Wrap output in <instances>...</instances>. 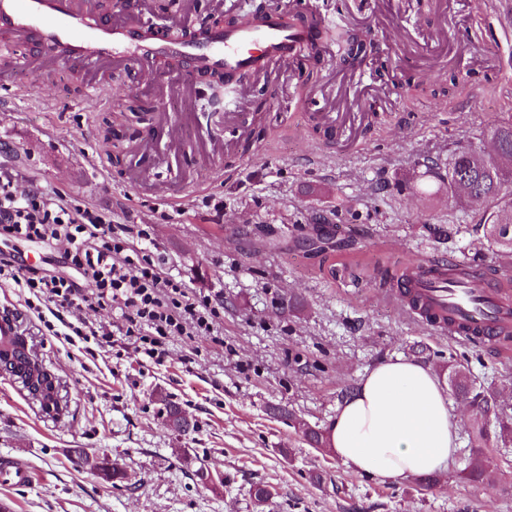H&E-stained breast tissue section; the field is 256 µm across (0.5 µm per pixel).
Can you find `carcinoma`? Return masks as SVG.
I'll return each instance as SVG.
<instances>
[{
  "label": "carcinoma",
  "instance_id": "carcinoma-1",
  "mask_svg": "<svg viewBox=\"0 0 512 512\" xmlns=\"http://www.w3.org/2000/svg\"><path fill=\"white\" fill-rule=\"evenodd\" d=\"M372 48L368 35L356 37L349 43L350 60L365 63ZM489 137L493 143L492 153L473 149L468 153L456 152L448 164V202L463 206L474 200L486 204L484 221L481 224L483 238L488 249L512 255V122L492 127ZM448 387L459 396L481 398V413L474 419L470 445L473 448L466 479L482 483L491 478L492 461L483 451L489 435L487 427H495L497 442L507 448L512 445V414L504 412L497 403L493 386H482L472 379L469 369L463 364L448 359ZM166 425L176 433L187 432L191 424L180 406L175 402L165 403ZM303 435L314 448H326L329 433L320 428L306 427Z\"/></svg>",
  "mask_w": 512,
  "mask_h": 512
}]
</instances>
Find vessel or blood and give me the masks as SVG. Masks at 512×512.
Masks as SVG:
<instances>
[{"label": "vessel or blood", "mask_w": 512, "mask_h": 512, "mask_svg": "<svg viewBox=\"0 0 512 512\" xmlns=\"http://www.w3.org/2000/svg\"><path fill=\"white\" fill-rule=\"evenodd\" d=\"M143 5L136 0L123 17L106 19L91 0H0V37L24 41L34 48L32 68L58 61L98 63L109 69L136 62L137 75L152 81L162 68L182 75L181 111L167 119L163 129H149L147 141L173 144L185 140L192 115L198 72L221 70L226 75L250 74L267 80L277 69L288 68L322 32L321 26L302 27L282 7L268 4L261 15L248 14L237 25L212 32L204 40L162 37L140 19ZM362 83L359 69L347 72L334 88L315 93L309 115L311 125L326 130L329 143L349 148L360 141L369 119L353 111ZM249 137V115L224 108V140L214 144L212 157L240 149ZM407 284L391 274L381 275L391 297L405 302L407 294L420 298L417 320L453 340L499 345L512 329V297L502 282L490 280L479 262L458 256H418L407 265ZM0 480L15 487L32 483L30 468L22 461L0 460Z\"/></svg>", "instance_id": "vessel-or-blood-1"}]
</instances>
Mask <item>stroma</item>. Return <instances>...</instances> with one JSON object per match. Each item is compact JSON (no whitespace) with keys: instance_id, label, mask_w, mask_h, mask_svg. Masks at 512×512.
<instances>
[{"instance_id":"stroma-1","label":"stroma","mask_w":512,"mask_h":512,"mask_svg":"<svg viewBox=\"0 0 512 512\" xmlns=\"http://www.w3.org/2000/svg\"><path fill=\"white\" fill-rule=\"evenodd\" d=\"M431 2L412 0L416 28L390 55L392 76L367 64L365 95L377 115L358 147H325L305 124L309 97L342 71L328 40L309 85L292 69L252 86L242 109L265 132L213 170L198 151L223 136L224 113L218 91L198 83L189 146L175 152L181 179L169 194L140 190L129 170L140 157L164 172L167 157L140 135L179 112L178 73L141 82L135 66L112 69L93 106L72 92L69 69L32 74L23 65L31 46L11 44L20 66L0 80V163L21 173L23 188L63 193L147 230V251L167 275L223 300L216 328L224 342L171 336L158 361L118 334L101 346L68 338L73 325L119 327L108 310L71 311L52 336L27 308V291L0 282V307L56 377L66 407L62 418L50 416L0 375V456L35 473L28 487L0 486L5 512H512V447L489 441V483L463 478L474 415L462 400L449 401L459 450L427 488L355 472L299 429L330 428L343 395L398 357L436 371L451 357L467 361L512 402V355L434 334L375 281L376 268L420 253L476 254L498 273L512 267L481 248L483 204L449 206L445 188L458 146L489 148L491 126L512 120V0H455L456 35L427 45L418 27L432 20ZM301 5L350 34L372 17L370 0ZM483 71L493 84L473 81ZM452 74L454 94L435 98L430 85ZM123 91L151 106L146 123L124 119ZM108 126L119 136L113 147L102 141ZM166 398L192 431L167 429ZM105 460L120 465L122 479L103 475ZM257 483L276 490L260 508L251 497Z\"/></svg>"}]
</instances>
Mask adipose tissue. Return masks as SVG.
Wrapping results in <instances>:
<instances>
[{
    "label": "adipose tissue",
    "mask_w": 512,
    "mask_h": 512,
    "mask_svg": "<svg viewBox=\"0 0 512 512\" xmlns=\"http://www.w3.org/2000/svg\"><path fill=\"white\" fill-rule=\"evenodd\" d=\"M458 431L437 375L398 359L374 367L345 399L330 444L350 468L405 480L446 471L458 451Z\"/></svg>",
    "instance_id": "ef3b65f1"
}]
</instances>
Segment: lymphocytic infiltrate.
I'll return each mask as SVG.
<instances>
[{
	"label": "lymphocytic infiltrate",
	"mask_w": 512,
	"mask_h": 512,
	"mask_svg": "<svg viewBox=\"0 0 512 512\" xmlns=\"http://www.w3.org/2000/svg\"><path fill=\"white\" fill-rule=\"evenodd\" d=\"M145 230L113 224L103 213L68 204L39 190L18 192L0 167V241H65L54 269L27 264L18 251L0 250V277L27 289L56 312L120 310L122 336L153 358H163L170 336H211L222 300L189 295L133 239Z\"/></svg>",
	"instance_id": "lymphocytic-infiltrate-1"
}]
</instances>
